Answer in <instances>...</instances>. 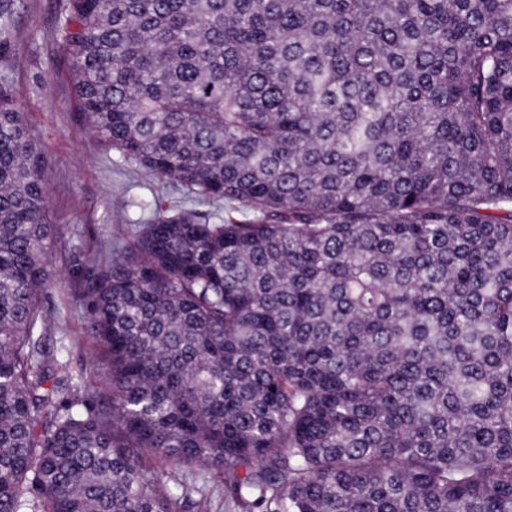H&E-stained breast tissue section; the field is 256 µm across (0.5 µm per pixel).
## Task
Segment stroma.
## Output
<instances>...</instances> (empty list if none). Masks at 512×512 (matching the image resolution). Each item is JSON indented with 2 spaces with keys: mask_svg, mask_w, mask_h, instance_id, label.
<instances>
[{
  "mask_svg": "<svg viewBox=\"0 0 512 512\" xmlns=\"http://www.w3.org/2000/svg\"><path fill=\"white\" fill-rule=\"evenodd\" d=\"M62 0H14V32L0 46V80H7L27 127L47 161L49 215L55 226L50 253L54 279L44 306L71 373L88 371L95 347L83 333L82 288L112 254L113 242H131L155 202L187 206V192L154 181L91 135L77 107L70 69L57 37Z\"/></svg>",
  "mask_w": 512,
  "mask_h": 512,
  "instance_id": "obj_1",
  "label": "stroma"
}]
</instances>
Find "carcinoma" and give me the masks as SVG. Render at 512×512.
I'll use <instances>...</instances> for the list:
<instances>
[{"instance_id":"cac0c4a2","label":"carcinoma","mask_w":512,"mask_h":512,"mask_svg":"<svg viewBox=\"0 0 512 512\" xmlns=\"http://www.w3.org/2000/svg\"><path fill=\"white\" fill-rule=\"evenodd\" d=\"M60 32L93 137L194 206L82 289L90 391L0 83V512H512V0H67Z\"/></svg>"}]
</instances>
